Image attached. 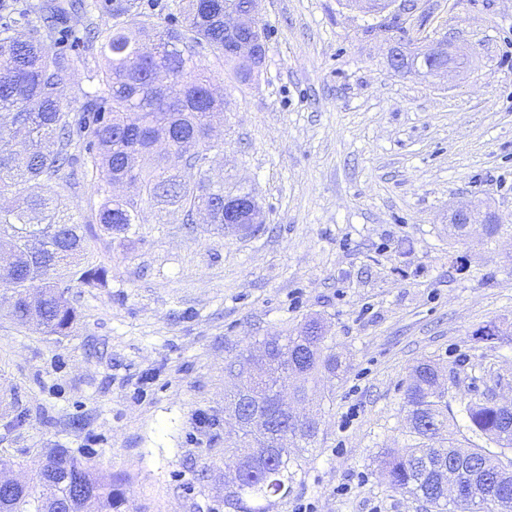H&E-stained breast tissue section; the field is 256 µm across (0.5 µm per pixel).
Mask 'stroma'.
<instances>
[{"label": "stroma", "instance_id": "35a3bbf8", "mask_svg": "<svg viewBox=\"0 0 512 512\" xmlns=\"http://www.w3.org/2000/svg\"><path fill=\"white\" fill-rule=\"evenodd\" d=\"M258 21L268 53L251 81L210 51L199 61L224 79L209 174L250 189L263 224L241 236L146 201L128 235L93 239L108 281L72 283L68 335L0 307V458L31 471L42 449L81 450L130 476L131 512H230L229 365L319 316L346 373L273 512H426L378 469L410 445L412 367H446L457 423L474 396L512 401V0H393L379 14L262 0ZM441 40L448 73L390 67L395 44ZM47 189L90 219L80 171ZM463 203L495 213L498 235L454 237ZM490 322L499 335L476 337Z\"/></svg>", "mask_w": 512, "mask_h": 512}]
</instances>
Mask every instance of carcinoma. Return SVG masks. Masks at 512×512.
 <instances>
[{
    "label": "carcinoma",
    "instance_id": "obj_1",
    "mask_svg": "<svg viewBox=\"0 0 512 512\" xmlns=\"http://www.w3.org/2000/svg\"><path fill=\"white\" fill-rule=\"evenodd\" d=\"M244 0H185L180 19L162 24L138 10L135 0H115L107 15L113 25L98 22L86 0H42L13 8L0 27V251L17 257L15 267H0V282L9 285L1 299L13 301L12 318L34 324L49 335L64 336L76 321L67 293L70 283L97 287L106 270L90 245L91 226L79 221L60 195L43 192L45 183L74 160L71 149L89 138L97 151L83 159L94 189L92 218L108 235L127 233L137 223L140 202L176 207L186 223L200 211L209 223H224V182L211 180L194 163L215 148V124L224 122V97L216 77L195 60L196 48L217 53L229 75L246 82L255 62L241 58L236 41L224 34L225 10ZM64 17L84 21L87 49L99 48L104 67L98 87L83 94L75 110L62 97L74 60L54 52L55 22ZM115 181H127L133 194L112 195ZM321 321L310 317L286 336H266L254 350L238 355L243 365L258 352L268 358L260 380L241 374L227 396L224 411L237 408L242 392H273L282 374L295 378L294 395L313 404L293 423L290 409H276V426L288 427V443L275 446L276 431L245 428L224 449L225 466L239 471L224 486V504L233 512H272L288 494V478L301 466L305 451L316 443L318 413L332 393H316L320 378H338L344 362L331 340L318 332ZM431 361L415 365L404 393L407 434L414 445L403 454L387 452L380 460L388 487L422 502L432 512H503L512 504V405L497 407L484 400L464 407L467 429L493 444L465 446L458 438L448 390L438 382ZM467 464L470 482L480 495L446 494L448 461ZM125 475L106 472L66 448L45 451V466L27 489L0 495V512H72L85 500L97 512L128 507Z\"/></svg>",
    "mask_w": 512,
    "mask_h": 512
}]
</instances>
